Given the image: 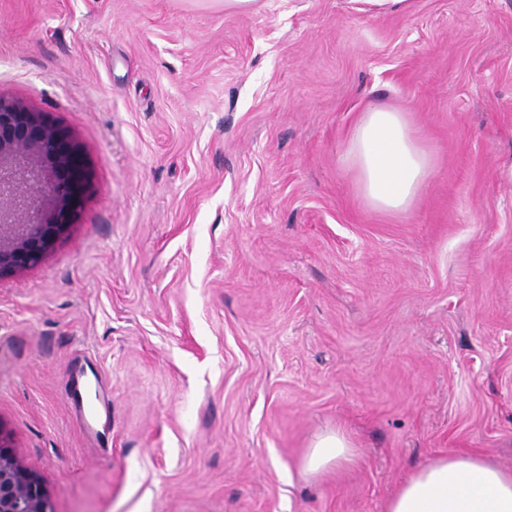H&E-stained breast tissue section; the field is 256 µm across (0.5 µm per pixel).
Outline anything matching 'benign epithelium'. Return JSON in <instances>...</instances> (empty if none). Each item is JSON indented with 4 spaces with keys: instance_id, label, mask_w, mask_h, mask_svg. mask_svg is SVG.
Here are the masks:
<instances>
[{
    "instance_id": "7a95c632",
    "label": "benign epithelium",
    "mask_w": 512,
    "mask_h": 512,
    "mask_svg": "<svg viewBox=\"0 0 512 512\" xmlns=\"http://www.w3.org/2000/svg\"><path fill=\"white\" fill-rule=\"evenodd\" d=\"M89 189L86 157L68 132L0 98V278L40 262L72 224ZM0 512H51L39 477L1 436Z\"/></svg>"
}]
</instances>
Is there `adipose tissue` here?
Segmentation results:
<instances>
[{
	"label": "adipose tissue",
	"mask_w": 512,
	"mask_h": 512,
	"mask_svg": "<svg viewBox=\"0 0 512 512\" xmlns=\"http://www.w3.org/2000/svg\"><path fill=\"white\" fill-rule=\"evenodd\" d=\"M341 160L365 201L394 214L409 209L433 170L406 114L389 106L362 115L349 132ZM357 459L345 435L329 430L312 439L301 468L314 477ZM383 512H512V470L476 454L438 456L397 487Z\"/></svg>",
	"instance_id": "adipose-tissue-1"
}]
</instances>
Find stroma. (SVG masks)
Instances as JSON below:
<instances>
[{
  "mask_svg": "<svg viewBox=\"0 0 512 512\" xmlns=\"http://www.w3.org/2000/svg\"><path fill=\"white\" fill-rule=\"evenodd\" d=\"M0 96L91 189L0 279V436L54 512H382L431 457L512 468V0H0ZM434 170L340 156L378 105ZM342 430L357 466L305 476ZM341 160L365 201L394 214L409 209L433 170L406 113L390 106L362 115L349 132Z\"/></svg>",
  "mask_w": 512,
  "mask_h": 512,
  "instance_id": "obj_1",
  "label": "stroma"
}]
</instances>
